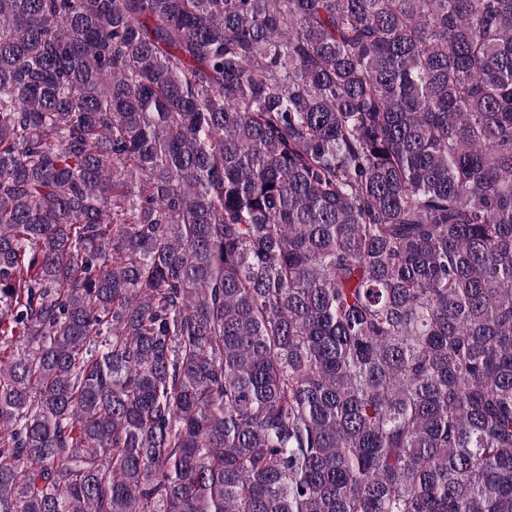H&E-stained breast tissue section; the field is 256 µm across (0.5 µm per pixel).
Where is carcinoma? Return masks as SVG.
Masks as SVG:
<instances>
[{"label": "carcinoma", "instance_id": "1", "mask_svg": "<svg viewBox=\"0 0 512 512\" xmlns=\"http://www.w3.org/2000/svg\"><path fill=\"white\" fill-rule=\"evenodd\" d=\"M0 512H512V0H0Z\"/></svg>", "mask_w": 512, "mask_h": 512}]
</instances>
